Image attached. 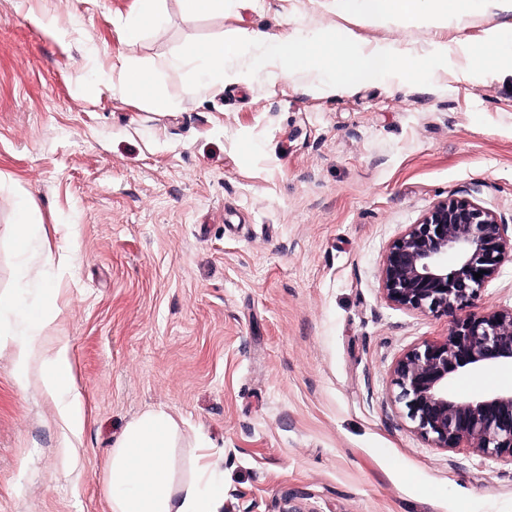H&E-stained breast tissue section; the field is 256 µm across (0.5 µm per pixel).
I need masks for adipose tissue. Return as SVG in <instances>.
<instances>
[{
    "label": "adipose tissue",
    "mask_w": 512,
    "mask_h": 512,
    "mask_svg": "<svg viewBox=\"0 0 512 512\" xmlns=\"http://www.w3.org/2000/svg\"><path fill=\"white\" fill-rule=\"evenodd\" d=\"M456 0H359L356 11L364 18L386 24L399 20H422L434 27L447 25L456 15ZM46 316L37 317L12 341L20 373L39 364L41 388L56 401L57 415L65 436H80L85 416L73 390V370L68 344L41 355ZM178 437L175 422L165 413L152 412L132 424L112 452L108 482L112 512H220L224 495L209 477L205 456L194 460L196 477L180 488L171 485L167 454Z\"/></svg>",
    "instance_id": "1"
}]
</instances>
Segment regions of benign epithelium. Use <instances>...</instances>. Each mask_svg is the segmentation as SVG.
<instances>
[{
	"instance_id": "benign-epithelium-1",
	"label": "benign epithelium",
	"mask_w": 512,
	"mask_h": 512,
	"mask_svg": "<svg viewBox=\"0 0 512 512\" xmlns=\"http://www.w3.org/2000/svg\"><path fill=\"white\" fill-rule=\"evenodd\" d=\"M507 261L512 225L466 195L435 204L385 255L381 281L390 302L453 317L446 338L411 350L394 368V401L404 404L414 430L435 448L512 459V391L473 398L448 391V379L460 371L512 365V308L464 312Z\"/></svg>"
}]
</instances>
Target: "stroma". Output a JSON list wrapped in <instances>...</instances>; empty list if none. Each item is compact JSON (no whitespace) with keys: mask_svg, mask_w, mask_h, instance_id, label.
Segmentation results:
<instances>
[{"mask_svg":"<svg viewBox=\"0 0 512 512\" xmlns=\"http://www.w3.org/2000/svg\"><path fill=\"white\" fill-rule=\"evenodd\" d=\"M463 22L378 27L342 0H224L129 42L136 0H0V291L52 306L86 420L68 442L36 373L0 351V512H112L108 472L149 411L178 426L176 485L206 449L222 512H512V460L440 449L393 395L407 352L447 314L388 301L390 245L438 201L470 194L512 215V11L467 0ZM500 26L498 47L486 40ZM350 30L414 56L448 46L430 86L349 88L317 73L245 75L188 96L113 91L112 66L165 60L196 39ZM486 54L497 75L470 60ZM40 228L20 287L12 225ZM512 307V263L468 306ZM466 396L512 390V368L453 375Z\"/></svg>","mask_w":512,"mask_h":512,"instance_id":"stroma-1","label":"stroma"}]
</instances>
